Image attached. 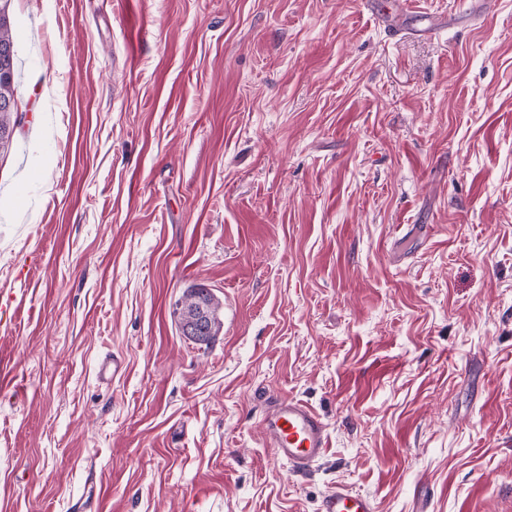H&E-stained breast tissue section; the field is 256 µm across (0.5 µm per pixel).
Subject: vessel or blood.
I'll return each mask as SVG.
<instances>
[{"instance_id": "b4317fda", "label": "vessel or blood", "mask_w": 512, "mask_h": 512, "mask_svg": "<svg viewBox=\"0 0 512 512\" xmlns=\"http://www.w3.org/2000/svg\"><path fill=\"white\" fill-rule=\"evenodd\" d=\"M261 427L268 447L290 470L305 474L323 459L330 444L328 427L306 402L280 398L264 412ZM320 512H375L372 499L339 485L327 493Z\"/></svg>"}]
</instances>
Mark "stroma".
<instances>
[{
    "label": "stroma",
    "instance_id": "obj_1",
    "mask_svg": "<svg viewBox=\"0 0 512 512\" xmlns=\"http://www.w3.org/2000/svg\"><path fill=\"white\" fill-rule=\"evenodd\" d=\"M376 10L9 0L0 512H512V0ZM281 397L328 426L304 476ZM203 302L207 308L210 317V330H206V320L209 319L208 313L204 307H201V312L197 318H195V326L189 328L187 332L194 333H206L203 338L196 339L195 343L208 344L210 340L217 336L223 327V323L218 315L219 302L215 296L204 287L191 288L186 297L183 306L179 311L180 326L185 322L189 321L196 316L200 308V303ZM261 427L269 448L290 470L305 474L323 459L330 444L327 424L306 402L280 398L264 412ZM373 500L364 494L356 493L343 485L327 493L321 502L320 512H374Z\"/></svg>",
    "mask_w": 512,
    "mask_h": 512
}]
</instances>
